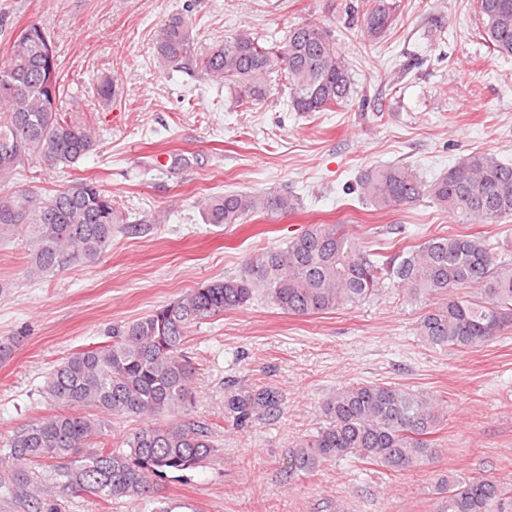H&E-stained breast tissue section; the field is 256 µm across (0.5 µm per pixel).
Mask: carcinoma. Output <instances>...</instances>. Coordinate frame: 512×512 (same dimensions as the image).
Instances as JSON below:
<instances>
[{
    "mask_svg": "<svg viewBox=\"0 0 512 512\" xmlns=\"http://www.w3.org/2000/svg\"><path fill=\"white\" fill-rule=\"evenodd\" d=\"M484 45L512 57V0H476ZM365 44L393 25L396 0L349 3ZM160 65L227 86L237 107L249 110L278 86L296 112H331L350 105L349 59L327 27L301 22L278 39L250 28L208 43L190 17L171 14L156 30ZM0 64V239L20 235L30 280L99 259L112 230L127 223L112 195L88 180L40 192L10 186L19 168L36 161L71 167L97 145L94 120L68 97L54 42L32 22L9 38ZM115 79H96L102 104ZM349 191L377 209L408 208L427 199L471 224L512 217V163L490 152L464 156L448 173L426 181L408 165L367 170ZM298 205L287 193L206 195L198 207L208 224H241L248 217L285 214ZM409 302L427 301L414 327L432 349L475 351L512 331V250L492 247L476 233L430 235L386 252L353 236L344 224H311L279 249L254 252L233 276L204 281L145 316L112 330V342L84 347L44 376L41 393L58 411L36 418L10 437L0 466L34 512H60L54 487L32 480L47 464L56 484L74 494L127 498L151 512H172L157 479L195 469L220 451L212 431L187 418L194 404L196 367L183 353L189 329L202 320L264 299L286 314L311 316L357 309L384 290ZM275 403L261 390L234 396L228 410ZM321 422L296 443L291 468L311 475L357 458L400 472L437 458L434 435L443 406L408 387L353 382L321 403ZM143 424L107 446L112 420ZM435 512H512V483L491 476L448 473L436 486Z\"/></svg>",
    "mask_w": 512,
    "mask_h": 512,
    "instance_id": "cac0c4a2",
    "label": "carcinoma"
}]
</instances>
